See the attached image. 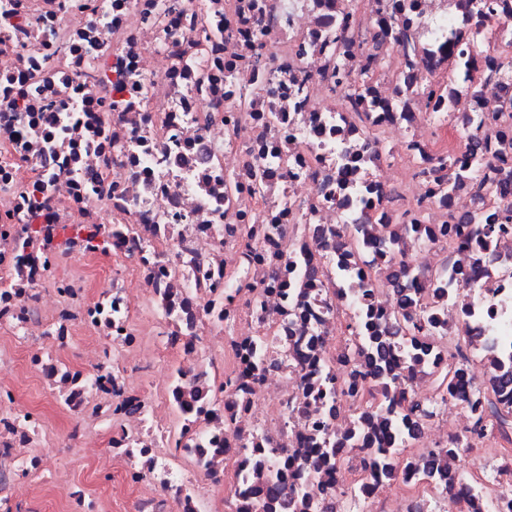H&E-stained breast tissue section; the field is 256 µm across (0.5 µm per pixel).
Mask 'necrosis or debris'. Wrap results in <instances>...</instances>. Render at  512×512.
Returning a JSON list of instances; mask_svg holds the SVG:
<instances>
[{
  "label": "necrosis or debris",
  "mask_w": 512,
  "mask_h": 512,
  "mask_svg": "<svg viewBox=\"0 0 512 512\" xmlns=\"http://www.w3.org/2000/svg\"><path fill=\"white\" fill-rule=\"evenodd\" d=\"M339 59L359 107L336 99ZM463 158L470 177L449 184L441 163ZM499 183L512 0H415L410 16L392 0H0V512L42 485L49 430L7 367L33 374L67 444L111 441L82 479L58 473L64 512L103 469V512H269L281 477L290 512H512L498 437L490 490L430 457L449 409L490 390L470 357L512 359ZM465 221L499 231L465 248L448 238ZM404 263L421 286L408 312L433 322L394 372L429 412L392 432L349 336L393 320ZM365 413L399 451L392 474L350 438Z\"/></svg>",
  "instance_id": "1"
}]
</instances>
